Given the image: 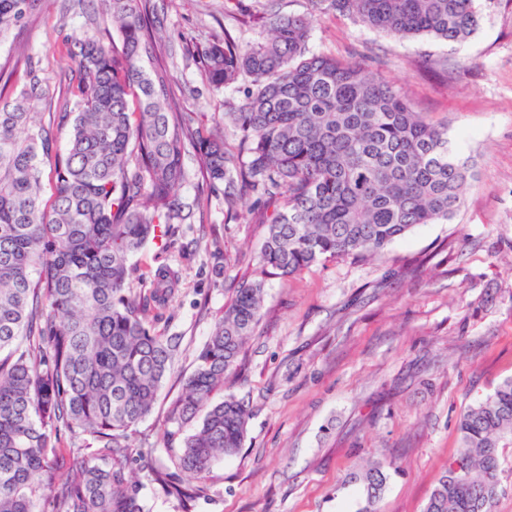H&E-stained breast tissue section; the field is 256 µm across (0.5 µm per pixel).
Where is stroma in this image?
Masks as SVG:
<instances>
[{"instance_id": "obj_1", "label": "stroma", "mask_w": 512, "mask_h": 512, "mask_svg": "<svg viewBox=\"0 0 512 512\" xmlns=\"http://www.w3.org/2000/svg\"><path fill=\"white\" fill-rule=\"evenodd\" d=\"M163 7L178 93L205 126L245 101L247 81L214 91L194 50L224 35L242 43L263 36L268 12L310 13L309 0H152ZM72 0H44L20 38L50 76L75 80L58 28ZM480 25L462 43L428 36L398 40L332 13L313 17L316 53L359 61L382 73L415 111L448 125L452 150L472 164L454 217L422 224L381 258L322 260L291 276L261 277L265 228L245 196L233 220L224 198L209 199L200 220L180 225L167 247L134 256L149 292L160 263L182 282L155 333L181 339L175 371L152 412L129 439L149 448L132 461L146 512H183L146 480L170 464L181 436L167 437L166 412L195 368V355L231 301L237 281L265 280L263 316L246 345L232 394L252 414L242 448L214 465L192 512H423L459 446L461 414L512 378V0H475ZM227 268L213 273L215 247ZM386 464L389 480L367 504L357 476Z\"/></svg>"}]
</instances>
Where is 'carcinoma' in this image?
<instances>
[{"mask_svg": "<svg viewBox=\"0 0 512 512\" xmlns=\"http://www.w3.org/2000/svg\"><path fill=\"white\" fill-rule=\"evenodd\" d=\"M398 40L447 43L479 25L474 0H309ZM41 0H0V44ZM64 39L77 82L58 97L21 42L0 61V79L23 84L0 102V512H144L129 468L128 439L153 410L174 371L180 343L152 330L180 280L150 271L151 291L133 288L132 258L192 224L201 204L178 189L197 176L223 193L226 215L246 193L263 200L259 260L268 275L300 273L323 258H374L420 224L450 220L469 179L448 146V126L356 61L309 49L312 20L271 14L270 35L241 46L226 35L196 48L200 72L219 91L249 79L245 103L224 117L239 143L205 131L176 97L177 77L146 0H97ZM49 111L69 127L65 153L35 124ZM194 152L197 169L185 157ZM49 182H44V168ZM50 186L51 202L44 201ZM264 281L244 282L196 356L167 409L182 439L178 467L149 472L162 492L190 506L214 463L242 448L249 405L213 401L238 370L259 322ZM67 432L73 447L61 448ZM461 446L423 512H493L501 448L512 446V379L460 416ZM359 480L373 503L388 480L384 463Z\"/></svg>", "mask_w": 512, "mask_h": 512, "instance_id": "carcinoma-1", "label": "carcinoma"}]
</instances>
